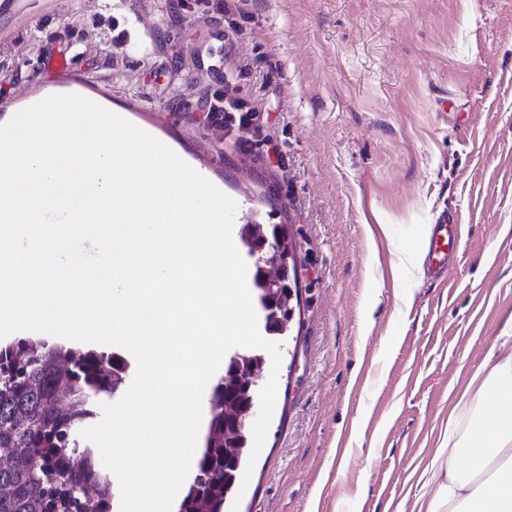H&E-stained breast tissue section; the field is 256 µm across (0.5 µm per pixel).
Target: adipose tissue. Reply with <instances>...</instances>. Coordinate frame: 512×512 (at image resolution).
<instances>
[{
  "label": "adipose tissue",
  "instance_id": "1",
  "mask_svg": "<svg viewBox=\"0 0 512 512\" xmlns=\"http://www.w3.org/2000/svg\"><path fill=\"white\" fill-rule=\"evenodd\" d=\"M470 385L448 418L417 512H512V349Z\"/></svg>",
  "mask_w": 512,
  "mask_h": 512
}]
</instances>
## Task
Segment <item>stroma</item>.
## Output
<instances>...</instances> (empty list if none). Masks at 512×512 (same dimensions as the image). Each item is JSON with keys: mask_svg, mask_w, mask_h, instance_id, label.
I'll list each match as a JSON object with an SVG mask.
<instances>
[{"mask_svg": "<svg viewBox=\"0 0 512 512\" xmlns=\"http://www.w3.org/2000/svg\"><path fill=\"white\" fill-rule=\"evenodd\" d=\"M0 9V117L85 90L277 209L300 311L239 512H416L450 413L512 330V0H30ZM257 112L217 138L196 105ZM455 212L441 277L425 239Z\"/></svg>", "mask_w": 512, "mask_h": 512, "instance_id": "1", "label": "stroma"}]
</instances>
